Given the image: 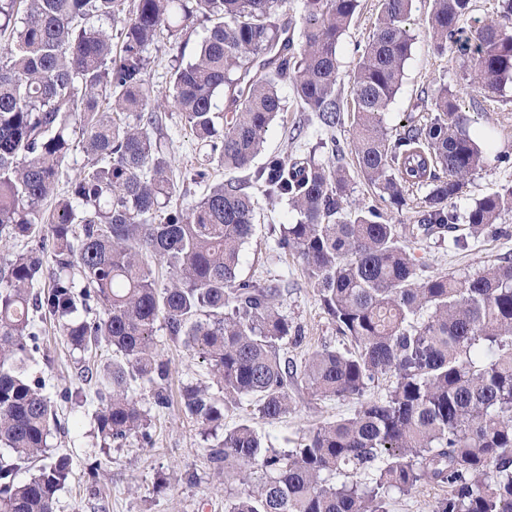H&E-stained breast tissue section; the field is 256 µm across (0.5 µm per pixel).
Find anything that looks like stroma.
<instances>
[{
    "instance_id": "35a3bbf8",
    "label": "stroma",
    "mask_w": 512,
    "mask_h": 512,
    "mask_svg": "<svg viewBox=\"0 0 512 512\" xmlns=\"http://www.w3.org/2000/svg\"><path fill=\"white\" fill-rule=\"evenodd\" d=\"M429 3L430 0H414L412 50L401 88L384 114V125L389 133L402 131L408 119L418 120L426 115V108L418 104L422 92L443 84L454 91L460 111L471 118L468 131L485 156L483 167L469 178L454 201L458 214L463 215L484 196L512 183V89L489 100L462 81L463 59L449 52L438 54L434 49L426 26ZM377 4L378 0H361L357 15L337 46V89L341 99L349 97L356 50L373 33ZM280 94L289 110L272 122L264 153L256 157V164H263L265 156L279 153L302 157L312 154L322 161L331 154L330 140L348 142L349 125L326 131L316 113L296 110L291 85H282ZM158 112L162 121L154 135L165 142L171 153L183 203H194L202 190L188 181L186 174L195 163L196 140L179 112L166 105L160 106ZM256 211L254 232L241 251L240 273L245 278L287 281L288 297L282 312L304 337L302 344L289 346V356L298 359L311 348L342 346L344 340L321 310L300 261L282 255L271 233L272 226L294 222L295 212L286 202L261 195L256 198ZM497 226L496 232L469 237L463 247L454 246L448 239L428 241L416 249L415 255L432 274L460 276L482 271L502 258L512 259V212L503 214ZM41 328L42 349L47 358L39 362L35 373L44 380L46 394L54 398L63 388L78 386L85 393L83 403H59L62 428L49 439V456L66 455L71 460L72 474L57 494L58 512H224V477L211 463L209 449L223 439L225 430L246 420L272 447L291 448L309 428L353 411L352 402L317 400L302 392L295 395L291 410L278 421L263 419L246 401L240 408L225 412L222 428L208 429L182 413L179 394L186 384L211 383L209 369L181 341L170 339L159 323L154 335L163 358L171 365L166 388L172 403L167 409L151 411L150 441L133 438L108 449L102 447L94 433L93 415L98 407L94 389L82 386L78 374L83 363L97 369L111 360V348L100 347L87 357L67 343L54 321L42 323ZM92 470L97 473L93 484L87 477Z\"/></svg>"
}]
</instances>
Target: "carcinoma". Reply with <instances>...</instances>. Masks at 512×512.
I'll return each mask as SVG.
<instances>
[{
    "mask_svg": "<svg viewBox=\"0 0 512 512\" xmlns=\"http://www.w3.org/2000/svg\"><path fill=\"white\" fill-rule=\"evenodd\" d=\"M412 2L378 0L349 91L363 179L400 209L411 190L427 189L417 223L404 224L348 201V173L332 161L274 155L246 182L210 183L214 164L250 169L287 111L282 84L324 126L344 123L336 48L360 0H303L297 42L288 0H0V32H13L0 50V241L27 240L0 264V512H57L71 475L60 455L18 480L60 425L31 371L38 320L47 318L62 322L75 350L115 349L95 374L97 431L109 447L150 438L136 389L169 405L159 321L216 379L215 392L190 384L180 393L184 413L202 425L220 426L224 409L245 398L273 423L299 386L353 402L351 416L291 449L263 447L247 424L226 431L209 455L224 469L227 512H389L393 493L425 484L448 487L434 512H512V260L472 275H427L414 253L455 228L453 200L483 151L446 85L423 120L395 136L383 125L411 54ZM471 11L472 0H432L429 28L437 53L466 60L462 80L492 98L512 86V0H498L499 18L474 30L464 27ZM201 20L206 36L192 59L171 67L169 93L197 139L190 180L204 190L169 210L176 184L152 136L159 116L148 51L164 36L182 52L183 32ZM78 148L86 164L60 194V167ZM251 188L297 212L272 232L300 259L349 346H323L299 365L286 356L288 343L302 342L280 311L288 283L239 272L256 218ZM509 211L512 183L469 210V234L491 231ZM95 306V318L79 317ZM388 374L386 394L370 396Z\"/></svg>",
    "mask_w": 512,
    "mask_h": 512,
    "instance_id": "carcinoma-1",
    "label": "carcinoma"
}]
</instances>
